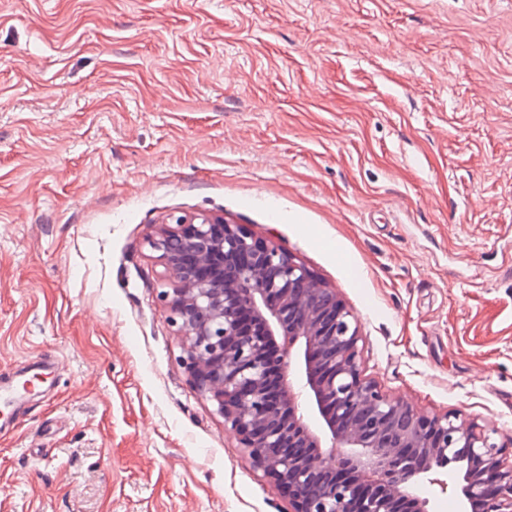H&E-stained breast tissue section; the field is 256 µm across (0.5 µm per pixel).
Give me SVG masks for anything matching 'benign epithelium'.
<instances>
[{
    "label": "benign epithelium",
    "instance_id": "obj_1",
    "mask_svg": "<svg viewBox=\"0 0 512 512\" xmlns=\"http://www.w3.org/2000/svg\"><path fill=\"white\" fill-rule=\"evenodd\" d=\"M149 245L174 282L161 297L190 381L293 512H429L417 494L425 482L463 506L512 512V442L456 415L420 414L367 378L336 289L291 254L220 216H179ZM279 337L288 351L275 349ZM450 457L461 462L454 475Z\"/></svg>",
    "mask_w": 512,
    "mask_h": 512
}]
</instances>
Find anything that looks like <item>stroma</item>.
<instances>
[{"label": "stroma", "instance_id": "1", "mask_svg": "<svg viewBox=\"0 0 512 512\" xmlns=\"http://www.w3.org/2000/svg\"><path fill=\"white\" fill-rule=\"evenodd\" d=\"M220 215L367 377L512 438V0H0V512H290L181 364L148 245Z\"/></svg>", "mask_w": 512, "mask_h": 512}]
</instances>
